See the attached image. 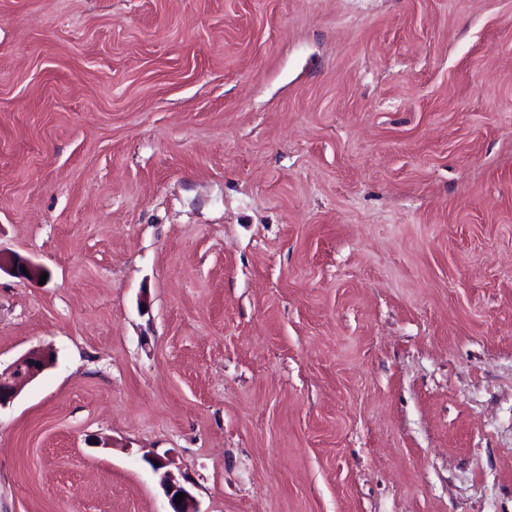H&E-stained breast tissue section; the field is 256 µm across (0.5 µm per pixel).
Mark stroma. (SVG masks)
<instances>
[{"label":"stroma","mask_w":512,"mask_h":512,"mask_svg":"<svg viewBox=\"0 0 512 512\" xmlns=\"http://www.w3.org/2000/svg\"><path fill=\"white\" fill-rule=\"evenodd\" d=\"M0 512H512V0H0ZM21 266H25L28 274H24ZM5 272L11 276L25 279V280H38L44 273L41 266L35 264L31 260L18 254H11L3 256L0 253V273ZM52 353L45 349H31L6 369H0V409L16 399L22 384L35 380L54 364ZM37 364H41V367H37ZM160 483L171 507L168 512H200L194 496L170 471L163 472ZM180 492L184 493L182 503H175V497Z\"/></svg>","instance_id":"35a3bbf8"}]
</instances>
